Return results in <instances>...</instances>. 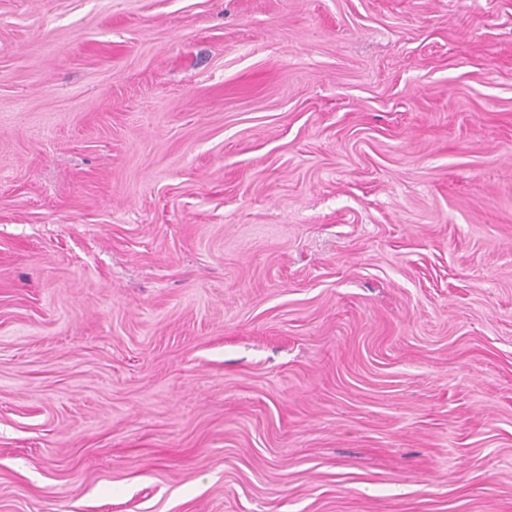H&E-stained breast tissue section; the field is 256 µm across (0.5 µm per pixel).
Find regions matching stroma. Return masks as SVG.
<instances>
[{
  "label": "stroma",
  "mask_w": 512,
  "mask_h": 512,
  "mask_svg": "<svg viewBox=\"0 0 512 512\" xmlns=\"http://www.w3.org/2000/svg\"><path fill=\"white\" fill-rule=\"evenodd\" d=\"M0 512H512V0H0Z\"/></svg>",
  "instance_id": "1"
}]
</instances>
